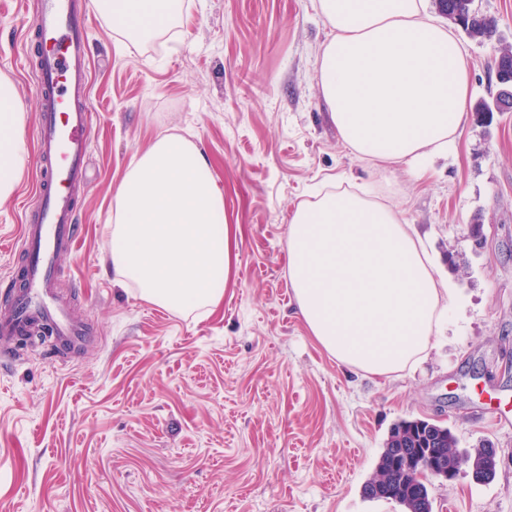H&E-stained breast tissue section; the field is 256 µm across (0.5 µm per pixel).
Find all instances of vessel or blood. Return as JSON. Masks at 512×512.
I'll list each match as a JSON object with an SVG mask.
<instances>
[{
	"label": "vessel or blood",
	"instance_id": "vessel-or-blood-1",
	"mask_svg": "<svg viewBox=\"0 0 512 512\" xmlns=\"http://www.w3.org/2000/svg\"><path fill=\"white\" fill-rule=\"evenodd\" d=\"M89 0H37L32 27L42 46L34 84L41 100L34 167L16 252L19 283L0 294V342L39 325L60 345L83 342L86 326L55 288L58 259L71 252L79 228L75 192L87 179L92 103L89 92Z\"/></svg>",
	"mask_w": 512,
	"mask_h": 512
}]
</instances>
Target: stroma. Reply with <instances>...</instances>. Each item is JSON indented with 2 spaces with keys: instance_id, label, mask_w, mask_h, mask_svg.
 Masks as SVG:
<instances>
[{
  "instance_id": "35a3bbf8",
  "label": "stroma",
  "mask_w": 512,
  "mask_h": 512,
  "mask_svg": "<svg viewBox=\"0 0 512 512\" xmlns=\"http://www.w3.org/2000/svg\"><path fill=\"white\" fill-rule=\"evenodd\" d=\"M37 0H0V76L25 108L35 149ZM328 29L312 0H184L149 43L88 24L92 116L81 233L59 263V295L89 329L77 351L0 354V512H403L364 498L392 425L426 419L465 450L489 444L495 478L430 479L433 512H512V112L470 118L422 175L355 159L315 81ZM469 106L489 97L493 44L464 39ZM178 135L211 162L240 225L222 300L191 313L116 283L112 198L139 154ZM370 186L421 239L451 302L414 373L372 377L309 335L288 283V226L315 186ZM35 181L25 162L0 201V292Z\"/></svg>"
}]
</instances>
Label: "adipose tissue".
Wrapping results in <instances>:
<instances>
[{"label":"adipose tissue","mask_w":512,"mask_h":512,"mask_svg":"<svg viewBox=\"0 0 512 512\" xmlns=\"http://www.w3.org/2000/svg\"><path fill=\"white\" fill-rule=\"evenodd\" d=\"M329 33L317 60L319 93L350 153L385 169L425 173L466 124L468 57L428 0H313ZM112 30L148 42L181 0H99ZM24 112L0 79V201L19 181ZM238 227L206 155L158 137L114 194L110 255L119 281L178 312L215 305L232 273ZM288 282L310 336L366 375L415 371L429 356L449 305L415 232L397 212L347 188L317 192L288 226Z\"/></svg>","instance_id":"obj_1"}]
</instances>
